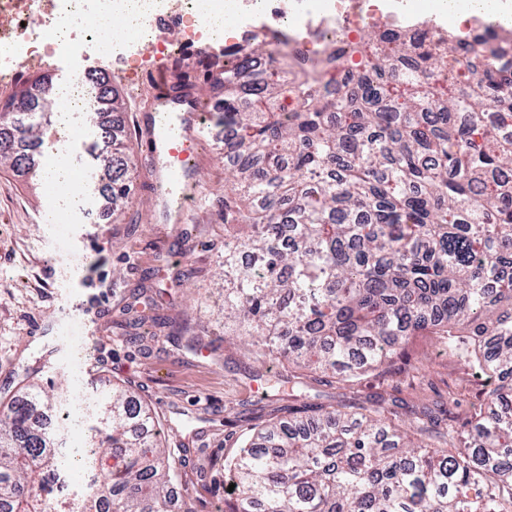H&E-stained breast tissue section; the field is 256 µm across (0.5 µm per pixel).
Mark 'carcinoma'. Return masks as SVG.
Segmentation results:
<instances>
[{
  "label": "carcinoma",
  "instance_id": "cac0c4a2",
  "mask_svg": "<svg viewBox=\"0 0 512 512\" xmlns=\"http://www.w3.org/2000/svg\"><path fill=\"white\" fill-rule=\"evenodd\" d=\"M288 58L266 41L226 53L211 84L232 172L224 324L261 357L343 380L429 331L497 386L430 449L382 399L290 408L224 459V512H512V413L497 411L512 406V39L385 26L309 69ZM4 118L25 134L44 113ZM56 402L34 387L0 418V512H171L180 474L158 419L119 384L83 444L88 469L115 458L109 494L53 497L62 462L42 411Z\"/></svg>",
  "mask_w": 512,
  "mask_h": 512
}]
</instances>
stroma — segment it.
<instances>
[{
	"label": "stroma",
	"instance_id": "obj_1",
	"mask_svg": "<svg viewBox=\"0 0 512 512\" xmlns=\"http://www.w3.org/2000/svg\"><path fill=\"white\" fill-rule=\"evenodd\" d=\"M141 62L117 66L92 55L85 65L105 74L124 102L105 117L101 103L85 112V126L110 123L113 134L132 148L136 175L129 204L112 213L103 156L112 146L102 135L83 141L73 157L93 177L95 203L76 191L70 210L77 223L61 235L45 234L38 215L47 207L37 177L45 151L35 139L19 137L27 170L0 166V413L29 383L68 393L72 381L91 395L130 386L166 419L192 417V433H167L181 473L179 493L191 512H216L228 494L224 459L250 436L253 419H268L283 408L263 397L264 366L256 363L246 338L224 335V189L230 177L223 154L203 152L193 182L201 201L191 230L165 223L145 185L144 134L133 121L149 108ZM92 236L76 243L79 227ZM181 266L170 263L172 254ZM191 319L203 346L169 339L153 318ZM81 337L82 365L72 359V339ZM406 358L354 384L318 376L304 378L297 403L331 410L370 397L402 400L407 409H449L452 424L464 422L485 388L437 336L413 337Z\"/></svg>",
	"mask_w": 512,
	"mask_h": 512
}]
</instances>
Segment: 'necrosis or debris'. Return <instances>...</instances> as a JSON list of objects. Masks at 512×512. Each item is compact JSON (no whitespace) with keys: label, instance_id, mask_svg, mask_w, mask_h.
Segmentation results:
<instances>
[{"label":"necrosis or debris","instance_id":"1","mask_svg":"<svg viewBox=\"0 0 512 512\" xmlns=\"http://www.w3.org/2000/svg\"><path fill=\"white\" fill-rule=\"evenodd\" d=\"M148 8L120 40L90 42L76 31L75 20L92 19L105 12L125 14L130 0H0V79L12 78L23 65L47 58L113 57L123 62L138 58L143 49L160 61L157 76L176 82L190 70L195 46L221 51L233 48L244 36L280 38L306 50L331 41H361L375 21L412 33L422 22H440L435 9L400 5L399 0H233L231 29H218L214 17L225 10L224 0H148ZM185 33L182 47L165 38L167 30ZM71 86L82 93L80 108H69L59 94L43 98L48 111L70 110L68 132L56 135L57 144L70 140L80 112L88 111L95 97V75L76 69Z\"/></svg>","mask_w":512,"mask_h":512}]
</instances>
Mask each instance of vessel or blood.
<instances>
[{"label":"vessel or blood","mask_w":512,"mask_h":512,"mask_svg":"<svg viewBox=\"0 0 512 512\" xmlns=\"http://www.w3.org/2000/svg\"><path fill=\"white\" fill-rule=\"evenodd\" d=\"M163 109L146 115L145 150L149 180L155 194L166 201L173 223H187L195 208L186 195L201 143L207 137L197 96L181 84L166 86Z\"/></svg>","instance_id":"vessel-or-blood-1"}]
</instances>
